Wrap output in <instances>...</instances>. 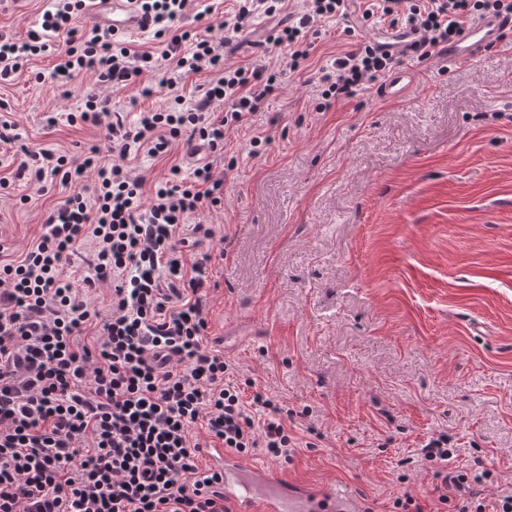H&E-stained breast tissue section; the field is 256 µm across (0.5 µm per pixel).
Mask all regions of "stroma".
I'll use <instances>...</instances> for the list:
<instances>
[{
    "label": "stroma",
    "instance_id": "stroma-1",
    "mask_svg": "<svg viewBox=\"0 0 512 512\" xmlns=\"http://www.w3.org/2000/svg\"><path fill=\"white\" fill-rule=\"evenodd\" d=\"M48 6L9 0L0 34L26 38ZM233 6L217 0L185 26L222 43L226 64L278 74L267 106L224 132V202L205 213L215 235L198 246L212 256L209 340L296 413L289 460L259 448L252 460L391 512L406 491L436 503L437 469L419 452L445 431L451 467L491 469L480 493L493 504L512 491V31L474 58H404L415 74L405 97H380L373 82L324 110L321 68L389 22L358 11L324 21L308 68L293 72L283 50L252 40L272 19L221 28ZM52 66L51 54L31 57L0 86V115L20 133L0 147L2 177L21 148L73 155L103 143L93 126L44 127V112L96 85L88 71L61 86ZM159 80L144 76L150 97L111 92L113 111L165 107ZM175 162L186 174L195 164L182 146L132 162L144 195ZM65 194L56 182L0 189V242L25 249Z\"/></svg>",
    "mask_w": 512,
    "mask_h": 512
}]
</instances>
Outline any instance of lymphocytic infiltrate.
<instances>
[{
  "instance_id": "lymphocytic-infiltrate-1",
  "label": "lymphocytic infiltrate",
  "mask_w": 512,
  "mask_h": 512,
  "mask_svg": "<svg viewBox=\"0 0 512 512\" xmlns=\"http://www.w3.org/2000/svg\"><path fill=\"white\" fill-rule=\"evenodd\" d=\"M188 0H137L162 51L79 20L88 0H53L36 29L19 41L0 34V85L15 80L33 56L52 53L51 76L69 84L87 71L100 87L123 89L172 64L166 107L127 122L105 99L87 92L65 112L49 111L46 127L91 125L104 147L80 156L25 151L13 179L60 181L69 195L47 211L42 233L19 256L0 243V512H228L220 470L200 465L202 449L219 443L240 454L265 449L288 458L287 405L239 382L207 336L211 254L186 263L176 233L191 224L210 238L199 216L221 205L224 180L212 162L190 177L172 165L143 198L130 161L163 157L179 142L224 148V131L248 124L276 88L266 67H232L210 40L192 39L182 23ZM344 0H308L295 24L273 34L291 69L314 48V28L342 13ZM378 15L417 33V60L440 56L453 37L485 16H512V0H366ZM399 57L366 44L321 71L323 98H348L389 72ZM213 72L201 98L179 94L190 75ZM109 285L106 310L91 302ZM253 388L243 400L242 387ZM203 425L206 436L191 431ZM488 472L442 473L439 503L456 512H485L474 492Z\"/></svg>"
}]
</instances>
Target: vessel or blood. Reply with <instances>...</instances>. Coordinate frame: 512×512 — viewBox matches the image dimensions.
Segmentation results:
<instances>
[{"label":"vessel or blood","mask_w":512,"mask_h":512,"mask_svg":"<svg viewBox=\"0 0 512 512\" xmlns=\"http://www.w3.org/2000/svg\"><path fill=\"white\" fill-rule=\"evenodd\" d=\"M89 15L107 20L119 34L140 31L143 22L128 0H90ZM501 27L500 19H482L449 43L447 57H471L495 45ZM411 82L409 72H394L380 85L379 93L386 98L401 97ZM205 454L224 474V503L230 512H358L349 491L296 481L282 470L253 464L221 446L206 449Z\"/></svg>","instance_id":"obj_1"}]
</instances>
